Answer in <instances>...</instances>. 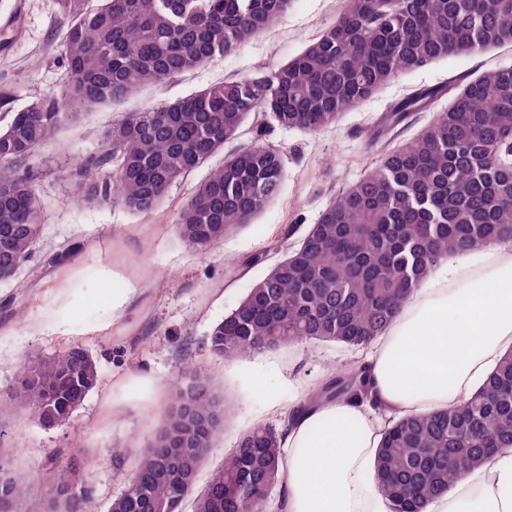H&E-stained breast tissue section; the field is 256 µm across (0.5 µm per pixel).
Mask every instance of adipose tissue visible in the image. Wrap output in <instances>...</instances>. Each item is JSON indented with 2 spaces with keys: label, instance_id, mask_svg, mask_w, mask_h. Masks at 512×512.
I'll return each instance as SVG.
<instances>
[{
  "label": "adipose tissue",
  "instance_id": "1",
  "mask_svg": "<svg viewBox=\"0 0 512 512\" xmlns=\"http://www.w3.org/2000/svg\"><path fill=\"white\" fill-rule=\"evenodd\" d=\"M512 349V243L440 262L361 359L364 400L271 399L288 450L272 512H389L374 479L390 419L455 406ZM424 512H512V450L467 472Z\"/></svg>",
  "mask_w": 512,
  "mask_h": 512
}]
</instances>
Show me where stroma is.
Returning <instances> with one entry per match:
<instances>
[{
    "label": "stroma",
    "mask_w": 512,
    "mask_h": 512,
    "mask_svg": "<svg viewBox=\"0 0 512 512\" xmlns=\"http://www.w3.org/2000/svg\"><path fill=\"white\" fill-rule=\"evenodd\" d=\"M338 7L339 0H295L274 26L235 54L143 88L122 102L82 111L48 141L38 167L30 172L43 203L44 232L17 278L0 282V399L13 388L21 358L51 356L75 345L92 355L99 378L72 421L63 426L47 427L10 408L0 409V426L6 431L1 440L18 449L20 466H76L89 490L92 512H105L123 492L137 455L166 410L154 397L167 393L170 380L185 365L208 374L229 409L224 436L199 474L204 482L244 432L278 422L266 398L249 387L250 364L269 363L267 384L285 402L295 393L289 378L304 384L322 382L334 369L358 360L360 352L354 348L302 342L219 361L210 356L206 335L281 257L283 248L317 222L331 198L364 172L372 159L366 150L367 131L392 101L465 70L479 73L512 65V47L507 45L468 59L451 58L402 77L319 133L270 126L268 142L286 156L281 193L252 224L205 253L184 246L175 234L177 216L204 170L174 185L149 215L133 216L113 203L70 201L77 163L101 154L108 131L128 113L275 67L332 23ZM68 23L55 0H7L0 7V29L15 32L8 47L0 46V99L8 101L0 106L1 127L8 120L7 108H21L35 98L60 100ZM73 243L80 244V251L63 265H48L50 255ZM254 256L260 257V264L247 266ZM105 268L113 273V288L138 290L133 305L106 322L94 307L81 302L99 288L98 274ZM73 303L79 306L75 335L28 330L35 318ZM143 375L152 380V387L140 383Z\"/></svg>",
    "instance_id": "stroma-1"
}]
</instances>
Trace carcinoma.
<instances>
[{
  "instance_id": "carcinoma-1",
  "label": "carcinoma",
  "mask_w": 512,
  "mask_h": 512,
  "mask_svg": "<svg viewBox=\"0 0 512 512\" xmlns=\"http://www.w3.org/2000/svg\"><path fill=\"white\" fill-rule=\"evenodd\" d=\"M56 0L70 21L63 37L67 111L33 99L0 129V282L12 280L38 242L43 207L20 172L75 106L120 102L145 85L197 70L266 31L293 0ZM336 20L298 54L267 71L210 85L131 112L112 127L100 157L80 166L74 193L154 212L173 184L238 136L249 115L254 142L224 156L176 220L186 246L205 252L251 223L285 179L283 150L264 142L266 122L313 134L358 109L402 75L448 58L512 45V0H340ZM448 100L440 109L439 103ZM416 112L432 120L396 145L388 134ZM368 146L380 148L317 223L285 251L207 338L218 359L303 340L360 348L381 336L405 299L443 259L512 241V66L418 88L392 102ZM81 347L18 363L10 405L46 426L70 421L96 386ZM364 372L340 368L317 400L366 395ZM226 408L209 378L185 367L160 427L135 459L107 512H264L283 480L280 429L242 434L196 489L209 449L224 434ZM512 449V350L485 382L449 410L393 420L375 464L391 512H423L490 455ZM45 486L47 492L33 493ZM72 467L22 473L0 450V512L86 509Z\"/></svg>"
}]
</instances>
